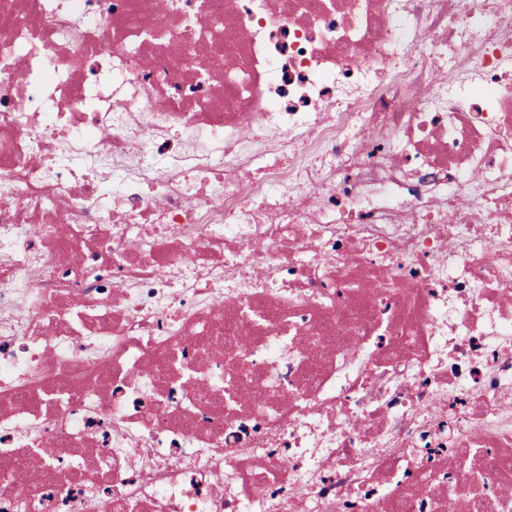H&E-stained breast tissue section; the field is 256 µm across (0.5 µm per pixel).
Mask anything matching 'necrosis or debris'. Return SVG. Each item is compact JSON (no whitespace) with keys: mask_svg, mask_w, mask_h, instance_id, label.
I'll return each instance as SVG.
<instances>
[{"mask_svg":"<svg viewBox=\"0 0 512 512\" xmlns=\"http://www.w3.org/2000/svg\"><path fill=\"white\" fill-rule=\"evenodd\" d=\"M512 512V0H0V512Z\"/></svg>","mask_w":512,"mask_h":512,"instance_id":"4bbe7bcc","label":"necrosis or debris"}]
</instances>
